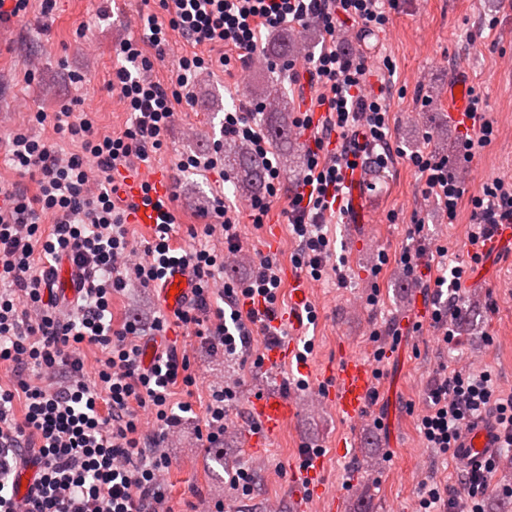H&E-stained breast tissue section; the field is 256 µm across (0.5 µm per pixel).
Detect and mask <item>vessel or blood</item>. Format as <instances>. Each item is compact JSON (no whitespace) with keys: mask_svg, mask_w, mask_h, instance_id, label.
<instances>
[{"mask_svg":"<svg viewBox=\"0 0 512 512\" xmlns=\"http://www.w3.org/2000/svg\"><path fill=\"white\" fill-rule=\"evenodd\" d=\"M468 107V87L463 82H455L451 88L449 100L450 115L453 119H464ZM170 176L166 171L150 169L143 171L137 178L126 180L124 193L140 199L144 192L152 196L166 195ZM485 250L489 255L512 252V224L499 225L492 237L486 242ZM56 292L68 300H76L78 295V271L70 262H62L54 281ZM193 283L189 274L175 269L162 285L166 292L169 308L185 304L191 296ZM325 375L331 378L330 387L324 389L321 399L334 407L343 418L355 420L361 417L367 407L373 369L368 360L353 354L346 355L338 365L325 368ZM294 413L293 405L278 394H264L255 398L252 414L260 427L270 435L279 433ZM497 446L496 430L491 420L485 419L464 429L460 439L459 460L469 469L478 468L491 455Z\"/></svg>","mask_w":512,"mask_h":512,"instance_id":"obj_1","label":"vessel or blood"}]
</instances>
